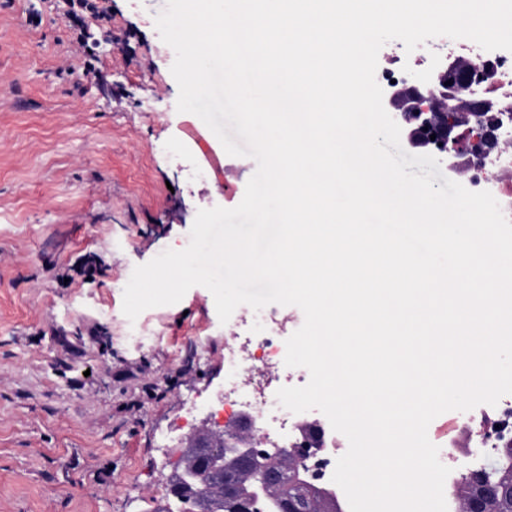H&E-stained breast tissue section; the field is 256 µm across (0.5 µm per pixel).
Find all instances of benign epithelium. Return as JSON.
<instances>
[{"instance_id":"1","label":"benign epithelium","mask_w":512,"mask_h":512,"mask_svg":"<svg viewBox=\"0 0 512 512\" xmlns=\"http://www.w3.org/2000/svg\"><path fill=\"white\" fill-rule=\"evenodd\" d=\"M476 79L452 81L448 85V100L425 98L421 82L412 80L410 98L401 92H394L388 102V114L397 124H402L401 113L413 112L414 124L405 129V136L414 148H424L430 142V132L424 130L426 122L419 112V102L426 101L427 112H450L452 103L463 100L467 105L468 118L464 125L448 120L436 135L440 143L439 162L453 173L460 164V158L481 150L483 142L491 136L486 114L492 110L491 102L473 98ZM255 424L253 418H239L229 429L214 431L203 419L192 434L182 440L184 449L194 452L192 481L185 488H172L165 484L166 492L177 502L184 494H191L200 504L199 512H207L214 485L224 490V499L236 504L237 512H261L259 503L273 500L272 493L280 482L279 472L265 467L269 452L261 448V442L253 439ZM244 474L254 479L253 489L248 496L239 492L238 476Z\"/></svg>"}]
</instances>
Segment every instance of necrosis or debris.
Masks as SVG:
<instances>
[{"instance_id":"necrosis-or-debris-1","label":"necrosis or debris","mask_w":512,"mask_h":512,"mask_svg":"<svg viewBox=\"0 0 512 512\" xmlns=\"http://www.w3.org/2000/svg\"><path fill=\"white\" fill-rule=\"evenodd\" d=\"M381 56L376 78L384 92H392L397 86L407 87L410 70L415 67L427 74L425 95L443 97L448 80L447 50L421 53L410 67L401 63V47L382 49ZM465 56L481 78L479 94L496 103V120L512 128V52L486 51L472 42L466 46ZM459 169L472 191L494 193L503 214L512 220V140L496 139L487 154L460 164ZM256 320L263 329L261 335L224 346V387L216 402L236 416L258 414L256 434L271 444L299 447L304 443L299 435L301 420L318 423L323 430V442L306 477L312 484L333 488L336 459L348 441L332 429L326 417L313 412L303 419L280 405L276 393L282 382L303 386L309 381V373L304 369L287 375L281 372L286 355L283 338L289 322L287 311L268 310L257 315ZM511 447L512 394L503 395L496 405L483 404L453 418L447 439L438 445L441 463L451 469L447 478L451 484L456 482L462 467H486L493 449Z\"/></svg>"}]
</instances>
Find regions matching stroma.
<instances>
[{
	"label": "stroma",
	"mask_w": 512,
	"mask_h": 512,
	"mask_svg": "<svg viewBox=\"0 0 512 512\" xmlns=\"http://www.w3.org/2000/svg\"><path fill=\"white\" fill-rule=\"evenodd\" d=\"M95 3L91 53L65 0H0V512H149L233 337L200 285L129 333L134 269L257 165L178 112L167 0Z\"/></svg>",
	"instance_id": "obj_1"
}]
</instances>
